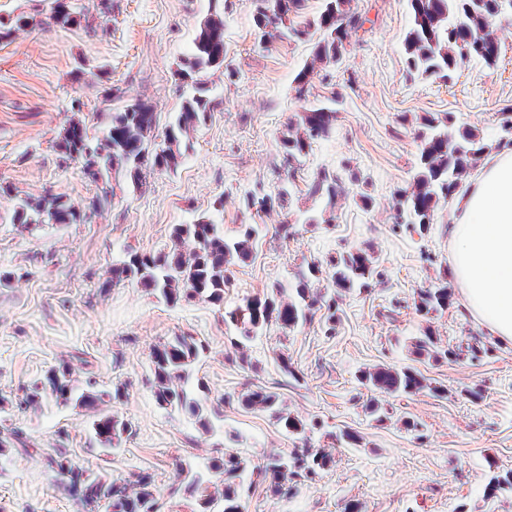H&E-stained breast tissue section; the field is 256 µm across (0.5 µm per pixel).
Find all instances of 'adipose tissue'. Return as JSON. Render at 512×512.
Returning a JSON list of instances; mask_svg holds the SVG:
<instances>
[{
    "mask_svg": "<svg viewBox=\"0 0 512 512\" xmlns=\"http://www.w3.org/2000/svg\"><path fill=\"white\" fill-rule=\"evenodd\" d=\"M465 309L512 346V150L488 156L448 226Z\"/></svg>",
    "mask_w": 512,
    "mask_h": 512,
    "instance_id": "1",
    "label": "adipose tissue"
}]
</instances>
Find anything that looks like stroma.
Here are the masks:
<instances>
[{
  "label": "stroma",
  "mask_w": 512,
  "mask_h": 512,
  "mask_svg": "<svg viewBox=\"0 0 512 512\" xmlns=\"http://www.w3.org/2000/svg\"><path fill=\"white\" fill-rule=\"evenodd\" d=\"M110 10H103V3ZM54 0H0V512H84L42 460L62 448L87 473L108 479L149 476L159 512H201L179 464L210 472L224 453L250 460L244 512H512V494L484 498L494 472L512 469V347L493 342L480 361L416 357L415 336L431 331L439 350H461L485 338L461 305L445 226L452 200L440 201L428 228H394V202L416 171L418 133L426 120L469 127L488 152L505 133L498 121L512 106V21L493 31L495 66L473 59L452 79L411 73L404 50L409 0H351L364 25L340 66L299 92L297 73L315 41L264 45L254 15L258 0H72L75 25L44 28ZM224 18V65L209 71L213 99L205 123L189 134L172 170L144 168L92 181L58 143L70 121L101 135L113 113L144 103L157 123L152 144L190 93L179 72L201 23ZM29 26L18 27V18ZM335 109L331 134L296 162L289 205L259 212L255 192L274 193L281 134L304 109ZM337 177L333 203L311 198L317 175ZM108 201L87 206L100 191ZM59 198L80 216L70 224H20L17 199ZM224 236L258 232L253 257L229 266L222 301L169 305L137 279L113 283L128 255L169 250L176 225L199 218ZM289 224V237L278 235ZM369 250L379 275L336 299L334 332L322 314L291 330L271 324L245 332L231 314L252 297L291 289L313 259ZM452 292L448 309L417 311L432 283ZM203 346L192 393L206 423L161 404L152 385L151 351L174 336ZM286 354L293 376L278 360ZM413 367L429 391L391 396L362 384V372ZM68 369L78 391L93 387L88 407L44 394L26 409L18 396L48 370ZM274 387L281 409L307 423L289 434L273 414L244 406L241 393ZM473 389L471 400L463 392ZM377 402V414L366 406ZM112 415L129 430L103 449L93 420ZM418 430L408 428V421ZM23 442L10 440L12 430ZM326 449L329 468L298 478L292 495H275L261 467L269 453Z\"/></svg>",
  "instance_id": "1"
}]
</instances>
